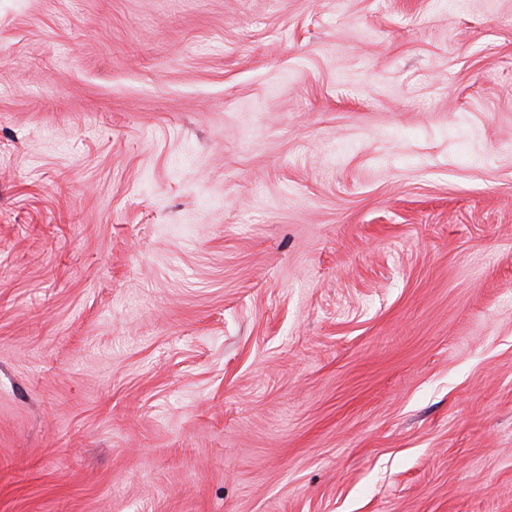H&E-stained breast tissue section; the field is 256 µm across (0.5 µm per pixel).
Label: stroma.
Masks as SVG:
<instances>
[{
  "label": "stroma",
  "instance_id": "stroma-1",
  "mask_svg": "<svg viewBox=\"0 0 512 512\" xmlns=\"http://www.w3.org/2000/svg\"><path fill=\"white\" fill-rule=\"evenodd\" d=\"M0 512H512V0H0Z\"/></svg>",
  "mask_w": 512,
  "mask_h": 512
}]
</instances>
